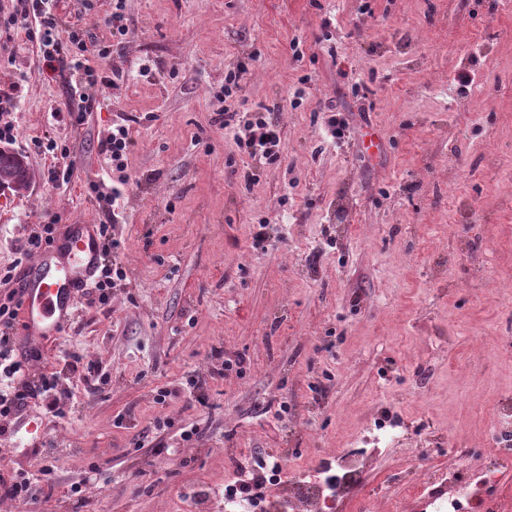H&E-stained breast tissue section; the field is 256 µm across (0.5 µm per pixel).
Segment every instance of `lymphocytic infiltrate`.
Segmentation results:
<instances>
[{"label": "lymphocytic infiltrate", "instance_id": "f902f5d3", "mask_svg": "<svg viewBox=\"0 0 512 512\" xmlns=\"http://www.w3.org/2000/svg\"><path fill=\"white\" fill-rule=\"evenodd\" d=\"M19 30L24 31L28 40L38 48L43 74L53 77L70 69L83 73L86 90L80 95L81 112L97 109L98 102L93 93L96 86L114 87L124 80L121 70L106 73L91 66V58L105 56L106 51L86 41L79 31H70L67 38H60L59 20L50 8L49 0H20L12 12L0 18V36L9 37ZM245 72V67L240 66L225 75L224 95L229 102L216 113L213 124L234 136L241 154L263 158L270 164L279 163L284 152L280 123L268 118L263 108H243L231 101ZM131 145L130 126L126 123L113 124L100 145L101 153L119 174L112 187L116 197L127 183L124 157ZM0 278L8 283L7 289L0 291V377L11 382L10 388L0 389V436H3L8 432L7 420L18 417L28 403L38 404L45 413L55 417L59 416L60 409L56 377L43 374L30 378L25 361L14 356L17 346L14 329L22 293L12 287V273H5ZM49 474V469L43 466L35 474L18 471L8 478L0 476V497L36 510L45 497Z\"/></svg>", "mask_w": 512, "mask_h": 512}]
</instances>
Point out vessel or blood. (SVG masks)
<instances>
[{
    "label": "vessel or blood",
    "mask_w": 512,
    "mask_h": 512,
    "mask_svg": "<svg viewBox=\"0 0 512 512\" xmlns=\"http://www.w3.org/2000/svg\"><path fill=\"white\" fill-rule=\"evenodd\" d=\"M101 257V242L91 224L71 225L59 248L46 249L37 256L22 296V348L65 331Z\"/></svg>",
    "instance_id": "vessel-or-blood-1"
}]
</instances>
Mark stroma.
Listing matches in <instances>:
<instances>
[{
  "label": "stroma",
  "mask_w": 512,
  "mask_h": 512,
  "mask_svg": "<svg viewBox=\"0 0 512 512\" xmlns=\"http://www.w3.org/2000/svg\"><path fill=\"white\" fill-rule=\"evenodd\" d=\"M112 5L55 0L109 48L99 67L125 74L83 124L50 121L77 108L76 76L43 75L22 37L0 53L11 148L32 174L26 191L0 189V273L25 286L22 247L54 217L110 225L127 271L109 307L82 303L28 352L30 373L56 376L64 415L30 406L12 420L0 473L36 470L52 440L41 512H192L200 495L224 512L225 484L258 455L280 458L282 480H310L364 448V482L337 512L372 497L415 512L401 473L447 468L453 452L500 468L512 512V416L497 410L512 394V0H125L123 41L99 22ZM240 64L236 100L282 124L281 164L241 159L211 123ZM327 110L349 123L343 147ZM121 119L133 146L114 216L91 186ZM44 135L69 144L68 182L49 179L32 143ZM235 356L243 371L222 373ZM68 357L103 367L95 395L72 386Z\"/></svg>",
  "instance_id": "stroma-1"
}]
</instances>
